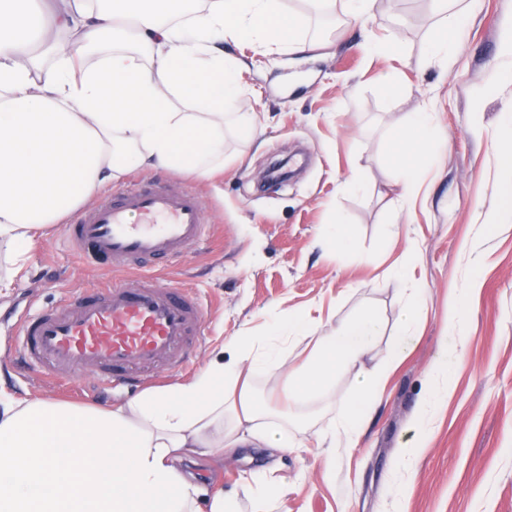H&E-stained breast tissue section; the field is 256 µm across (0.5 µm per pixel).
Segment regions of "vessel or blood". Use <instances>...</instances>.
Masks as SVG:
<instances>
[{"instance_id":"1","label":"vessel or blood","mask_w":512,"mask_h":512,"mask_svg":"<svg viewBox=\"0 0 512 512\" xmlns=\"http://www.w3.org/2000/svg\"><path fill=\"white\" fill-rule=\"evenodd\" d=\"M207 227L196 193L159 180L131 183L65 225L70 252L126 277L77 291L22 321L21 366L57 390L67 375L91 376L105 388L188 368L205 336L200 296L153 271L197 250Z\"/></svg>"}]
</instances>
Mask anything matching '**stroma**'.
Instances as JSON below:
<instances>
[{
	"mask_svg": "<svg viewBox=\"0 0 512 512\" xmlns=\"http://www.w3.org/2000/svg\"><path fill=\"white\" fill-rule=\"evenodd\" d=\"M480 2L445 73L431 54L444 33L417 0H374L366 29L333 5L330 20L307 19L314 47L289 63L256 40L225 43L242 63L236 109L265 123L257 140L225 130L224 170L207 179L173 169L128 172L131 180L191 188L211 226L204 247L162 273L198 291L203 350L191 369L151 376L142 388L192 378L221 344L263 335L293 312L322 333L376 313L385 333L363 360L373 370L405 308L397 267L427 289L402 360L380 381L356 443L317 445L355 392L356 371L344 368L325 392L290 407L293 448L248 446L184 462L204 490L240 495L245 479L262 478L282 491L271 512H512V219L501 204L512 169L495 159L496 133L512 123V83L499 59L512 0ZM372 34L397 39L400 56L373 53ZM421 110L432 114L436 155L415 161L422 197L408 208L394 156L403 115ZM339 219L368 262L325 242ZM61 232L57 226L37 239L14 286L0 291L1 397L79 400L82 378L53 392L17 372L9 356L18 315L105 278L69 252ZM476 256L481 265H473ZM445 353L458 358L448 368V397L422 413L429 374Z\"/></svg>",
	"mask_w": 512,
	"mask_h": 512,
	"instance_id": "1",
	"label": "stroma"
}]
</instances>
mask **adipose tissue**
I'll use <instances>...</instances> for the list:
<instances>
[{"mask_svg":"<svg viewBox=\"0 0 512 512\" xmlns=\"http://www.w3.org/2000/svg\"><path fill=\"white\" fill-rule=\"evenodd\" d=\"M328 0L285 14L280 0H0V246L21 259L103 185L134 167L206 178L224 167V128L246 135L240 62L224 45L272 38L276 53L305 52L306 18ZM414 138L399 152L400 196L415 201L412 156L431 149V115L410 112ZM289 315L272 337L240 336L192 379L141 391L111 408L42 398L0 402V512H199V486L177 468L211 451L284 448L271 414L249 400L247 378L286 370L287 400L319 394L336 368L376 348L384 325L363 313L317 337L286 366L278 338L303 336ZM376 389L359 382L322 443L355 440Z\"/></svg>","mask_w":512,"mask_h":512,"instance_id":"adipose-tissue-1","label":"adipose tissue"}]
</instances>
